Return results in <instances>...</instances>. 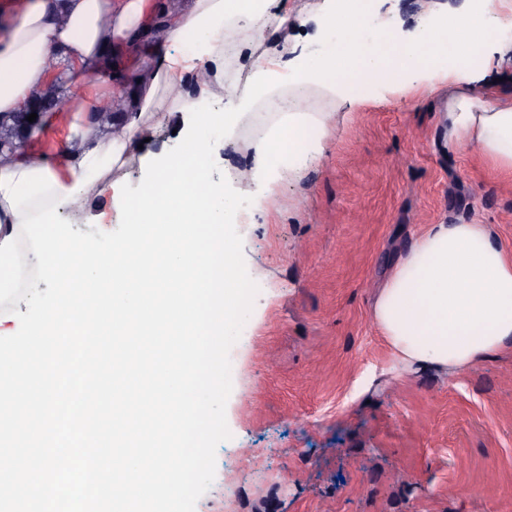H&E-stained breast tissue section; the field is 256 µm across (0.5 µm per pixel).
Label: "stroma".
I'll return each mask as SVG.
<instances>
[{
    "mask_svg": "<svg viewBox=\"0 0 512 512\" xmlns=\"http://www.w3.org/2000/svg\"><path fill=\"white\" fill-rule=\"evenodd\" d=\"M274 42L317 57L336 41L320 29L324 0H288ZM372 32L414 36L422 0H377ZM307 18L299 26L298 18ZM442 68L371 87L351 109L311 91L331 135L322 155L258 189L255 134L240 124L217 165L240 193H265L255 220L238 212L258 294L230 352L229 440L195 512H512V355L451 374L397 363L375 325V296L411 240L430 224H489L512 250V183L449 145ZM75 121L61 104L35 135L59 161ZM163 105L141 131L139 159L114 170L138 186L145 157L182 139ZM58 215L83 232L114 231L111 192Z\"/></svg>",
    "mask_w": 512,
    "mask_h": 512,
    "instance_id": "1",
    "label": "stroma"
}]
</instances>
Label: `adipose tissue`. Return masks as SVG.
<instances>
[{
  "label": "adipose tissue",
  "instance_id": "1",
  "mask_svg": "<svg viewBox=\"0 0 512 512\" xmlns=\"http://www.w3.org/2000/svg\"><path fill=\"white\" fill-rule=\"evenodd\" d=\"M162 6L159 0H14L11 19L0 29V115L9 116L45 87L52 57H62L74 79L112 64L111 47L149 27ZM464 26H457V18ZM448 14L405 45L392 36L367 40V5L323 16L334 27L336 45L318 58L302 62L294 74L288 109L253 147L254 176L272 178L282 160L302 165L329 136L322 113L306 110L304 93L316 87L337 106L364 102L377 80L402 71L458 61L471 52H489L498 65L512 66V41L493 33L481 11ZM244 25L250 44L262 52L247 76L252 93H274L281 81V55L267 48L268 31L288 24V0H192L188 9L170 13L167 41L193 36L192 56L153 48L140 67L150 77L141 84L146 106L159 90L172 92L174 109L191 105L180 93L187 74L202 68L222 72L224 31ZM147 116L132 114L120 136L105 140L84 124L74 126L66 142V162L51 168L58 194L76 189V207L96 193L97 184L77 188L93 157L117 148L120 163L138 152ZM448 141L474 150L500 178H512V86L501 85L495 97L461 91L448 100L444 115ZM373 320L386 337L394 358L420 371L450 373L482 360L512 353V255L487 224H432L401 253L379 289Z\"/></svg>",
  "mask_w": 512,
  "mask_h": 512
}]
</instances>
